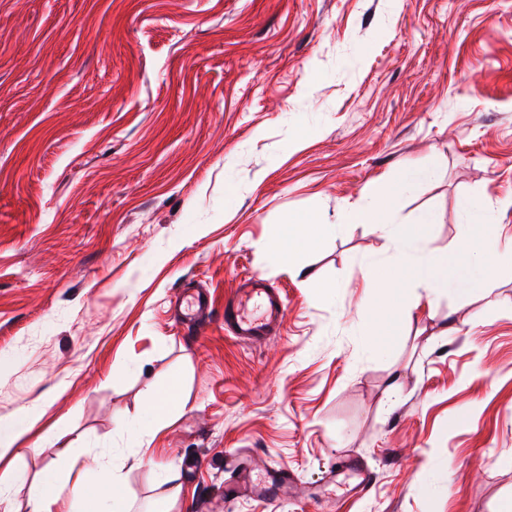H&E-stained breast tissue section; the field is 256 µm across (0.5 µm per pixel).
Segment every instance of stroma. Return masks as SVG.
<instances>
[{
    "label": "stroma",
    "instance_id": "1",
    "mask_svg": "<svg viewBox=\"0 0 512 512\" xmlns=\"http://www.w3.org/2000/svg\"><path fill=\"white\" fill-rule=\"evenodd\" d=\"M408 166L434 174L427 250L459 245L461 199L512 231V0H0V417L61 422L80 464L104 452L133 512H503L512 503V266L491 295L444 292L363 331L359 267L392 244L347 225L300 260L267 243L288 212L341 222ZM283 289L282 336L238 340L243 277ZM199 286L203 331L171 304ZM183 380L184 408L134 464L143 401ZM347 455L374 480L324 476ZM55 457L0 464L28 512ZM285 467L299 491L228 499L232 460Z\"/></svg>",
    "mask_w": 512,
    "mask_h": 512
}]
</instances>
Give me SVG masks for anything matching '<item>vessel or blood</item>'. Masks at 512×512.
<instances>
[{"label":"vessel or blood","mask_w":512,"mask_h":512,"mask_svg":"<svg viewBox=\"0 0 512 512\" xmlns=\"http://www.w3.org/2000/svg\"><path fill=\"white\" fill-rule=\"evenodd\" d=\"M181 325L199 329L210 315V301L205 292L189 291L182 300ZM285 301L279 289L267 286L263 279L250 277L240 281L233 296L224 303V328L243 341H259L279 335L283 329ZM295 484L288 469L272 470L266 480L256 481L246 475L225 483L224 496L236 498L245 492L268 499L279 498L284 487Z\"/></svg>","instance_id":"obj_1"}]
</instances>
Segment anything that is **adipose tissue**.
Masks as SVG:
<instances>
[{"instance_id": "ef3b65f1", "label": "adipose tissue", "mask_w": 512, "mask_h": 512, "mask_svg": "<svg viewBox=\"0 0 512 512\" xmlns=\"http://www.w3.org/2000/svg\"><path fill=\"white\" fill-rule=\"evenodd\" d=\"M181 404L179 382H172L160 396L147 397L143 403L138 426L149 433L161 428L175 407ZM32 422L26 413L0 418V461L15 460L21 451H39L41 440L29 439ZM58 462L47 467L34 482L30 495V512H130L131 495L111 469L109 460H101L97 477L101 491L87 498L85 477L70 479L69 469L79 462L74 448L63 443L56 451Z\"/></svg>"}]
</instances>
